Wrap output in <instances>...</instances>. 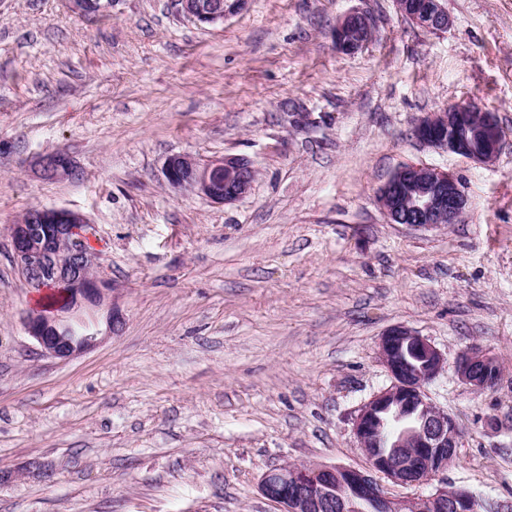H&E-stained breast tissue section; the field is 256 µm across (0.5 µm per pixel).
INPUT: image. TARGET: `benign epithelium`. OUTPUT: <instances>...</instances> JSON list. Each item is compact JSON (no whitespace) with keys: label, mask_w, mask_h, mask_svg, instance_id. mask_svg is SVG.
Segmentation results:
<instances>
[{"label":"benign epithelium","mask_w":512,"mask_h":512,"mask_svg":"<svg viewBox=\"0 0 512 512\" xmlns=\"http://www.w3.org/2000/svg\"><path fill=\"white\" fill-rule=\"evenodd\" d=\"M245 0H177L178 12L200 25L217 26ZM399 12L413 24L442 32L451 25L447 10L436 4L421 13L409 0H397ZM374 36L366 14L353 10L336 24V48L355 52ZM417 139L468 159L490 163L504 146L506 134L496 116L469 104H454L430 112L414 129ZM41 176L54 178L73 173L70 158L62 153L35 161ZM164 174L175 189L190 190L214 203L236 201L249 193L255 169L249 160L224 157L200 163L189 155L167 159ZM380 204L393 224L433 227L457 224L468 211V198L460 183L446 171L420 164L399 167L379 190ZM49 211L36 208L29 223L13 225L11 242L19 271L37 290L52 282L70 286L69 304L49 315L39 308L23 320L26 333L50 357L67 360L96 344L98 329L77 317L87 305L100 304L107 283L95 272L96 256L84 244L87 218L67 210L63 223H48ZM378 355L391 382L373 394L353 418L352 430L368 460L359 469L335 464L282 466L264 472L261 493L281 507V512H477L468 490L444 487L429 496L398 497L380 483L382 475L395 485L425 483L448 469L456 456L460 430L455 419L427 398L426 385L447 367L448 357L426 338L397 325L378 341ZM496 358L481 348H470L456 359L458 378L476 391L498 380ZM400 423L395 436L385 430Z\"/></svg>","instance_id":"1"}]
</instances>
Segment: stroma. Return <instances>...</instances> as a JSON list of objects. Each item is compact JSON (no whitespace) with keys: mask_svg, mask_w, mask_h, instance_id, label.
I'll list each match as a JSON object with an SVG mask.
<instances>
[{"mask_svg":"<svg viewBox=\"0 0 512 512\" xmlns=\"http://www.w3.org/2000/svg\"><path fill=\"white\" fill-rule=\"evenodd\" d=\"M432 32L395 0H248L218 26L175 0H113L86 20L62 0H0V512H279L262 474L364 467L358 408L390 378L377 342L403 325L449 360L490 351L477 392L446 368L426 388L461 430L431 484L512 512V0H443ZM376 35L354 53L347 12ZM471 103L506 132L478 164L418 141L429 112ZM63 152L71 176L31 167ZM240 156L250 193L173 189L168 157ZM448 172L464 220L390 223L401 165ZM32 207L84 214L112 286L84 311L96 345L44 356L11 227ZM122 324L110 333L107 318ZM411 0H398V11L413 24L432 31L442 32L451 25V18L447 10L435 0L436 8L433 12L420 13L410 5ZM352 19L357 20L368 32L365 40L360 39L352 27ZM374 36V24L366 14L353 10L345 14L336 24L333 33L336 48L343 52H355L368 43Z\"/></svg>","mask_w":512,"mask_h":512,"instance_id":"stroma-1","label":"stroma"}]
</instances>
